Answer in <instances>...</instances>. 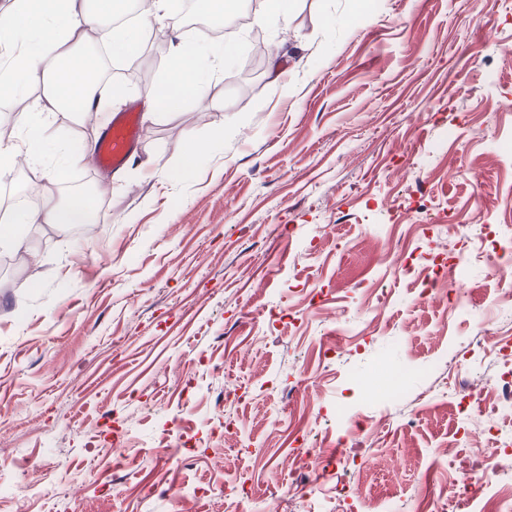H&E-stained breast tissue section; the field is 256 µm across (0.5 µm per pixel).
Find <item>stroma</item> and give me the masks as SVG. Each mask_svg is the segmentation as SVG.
<instances>
[{"instance_id": "35a3bbf8", "label": "stroma", "mask_w": 512, "mask_h": 512, "mask_svg": "<svg viewBox=\"0 0 512 512\" xmlns=\"http://www.w3.org/2000/svg\"><path fill=\"white\" fill-rule=\"evenodd\" d=\"M241 2L215 108L144 121L118 172L89 157L0 186L57 202L90 184L100 217L89 234L22 225L32 251L0 269V512H445L448 482L512 469L457 408L464 376L493 406L495 339L512 337L485 258L512 226V0H367L360 19L353 0H288L279 23ZM179 5L125 63L130 91L55 139L93 142L178 44L213 46ZM394 245L417 270L468 254L464 305L415 303ZM310 411L329 459L363 422L350 470L293 463ZM158 479L178 495H150Z\"/></svg>"}]
</instances>
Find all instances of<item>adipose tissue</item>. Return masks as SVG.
I'll return each mask as SVG.
<instances>
[{
	"label": "adipose tissue",
	"mask_w": 512,
	"mask_h": 512,
	"mask_svg": "<svg viewBox=\"0 0 512 512\" xmlns=\"http://www.w3.org/2000/svg\"><path fill=\"white\" fill-rule=\"evenodd\" d=\"M163 3L164 0H139L137 23L132 27L112 24L113 16L124 9L125 0H96L92 10L86 9L85 0H12L10 6L0 9V99L32 87L42 91L37 111L12 118L24 133L23 142L0 141V178L19 165L42 162L48 132L59 117L75 122L100 111L96 87L89 80L97 59L80 50L86 30L95 31L98 43L113 57L131 60L129 33L145 36ZM222 62V54L183 46L163 85L149 94L147 117L178 110L188 101L203 110L212 108L208 86ZM0 212L12 218L11 224L0 226V246L18 254L30 251L19 225L52 224L64 229L96 221L93 207L80 195L69 197L64 204H48L40 209L4 204Z\"/></svg>",
	"instance_id": "ef3b65f1"
}]
</instances>
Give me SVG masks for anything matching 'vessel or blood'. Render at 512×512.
I'll return each mask as SVG.
<instances>
[{"label": "vessel or blood", "instance_id": "obj_1", "mask_svg": "<svg viewBox=\"0 0 512 512\" xmlns=\"http://www.w3.org/2000/svg\"><path fill=\"white\" fill-rule=\"evenodd\" d=\"M142 133L141 115L135 105L113 113L111 122L101 129L95 139L94 151L100 167L114 170L127 161Z\"/></svg>", "mask_w": 512, "mask_h": 512}]
</instances>
